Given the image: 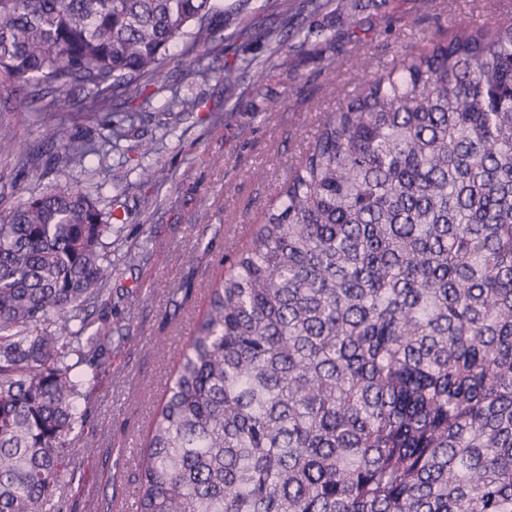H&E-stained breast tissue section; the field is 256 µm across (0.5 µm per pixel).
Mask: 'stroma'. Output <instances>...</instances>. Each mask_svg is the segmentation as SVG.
I'll list each match as a JSON object with an SVG mask.
<instances>
[{"mask_svg":"<svg viewBox=\"0 0 512 512\" xmlns=\"http://www.w3.org/2000/svg\"><path fill=\"white\" fill-rule=\"evenodd\" d=\"M236 0H216L220 35L206 52L214 67L192 93L203 106L168 114V92L154 95L152 118L131 130L106 158L87 156L59 171L43 154L39 172L0 160V215L29 197L96 171L105 202L125 221L112 227V306L91 325L109 324L129 339L103 364L78 403L87 423L73 445L80 481L65 485L59 512H129L138 485L139 445L151 412L184 354L207 306L208 282L224 274L234 250L251 237L286 178L300 162L326 112L359 91L401 53L447 41L459 22L494 25L493 0H435L421 13L415 0H357L365 23L339 29L330 10L303 13L310 36L303 47L270 55L247 41ZM269 62L262 93L242 79L226 99L224 71L242 51ZM367 61L368 69L357 66ZM281 100L269 111V99ZM160 169L156 181L142 168Z\"/></svg>","mask_w":512,"mask_h":512,"instance_id":"obj_1","label":"stroma"}]
</instances>
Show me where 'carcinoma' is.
I'll use <instances>...</instances> for the list:
<instances>
[{"label":"carcinoma","mask_w":512,"mask_h":512,"mask_svg":"<svg viewBox=\"0 0 512 512\" xmlns=\"http://www.w3.org/2000/svg\"><path fill=\"white\" fill-rule=\"evenodd\" d=\"M248 2L244 31L286 45ZM214 9L0 0V95L97 130L40 124L62 171L117 147L141 113L114 122L113 102L143 107L172 46L214 44ZM336 16L360 25L355 0ZM101 190L0 219V512L54 510L75 403L123 340L87 332L123 222ZM207 291L137 454L133 512H512V19L459 24L326 113Z\"/></svg>","instance_id":"obj_1"}]
</instances>
